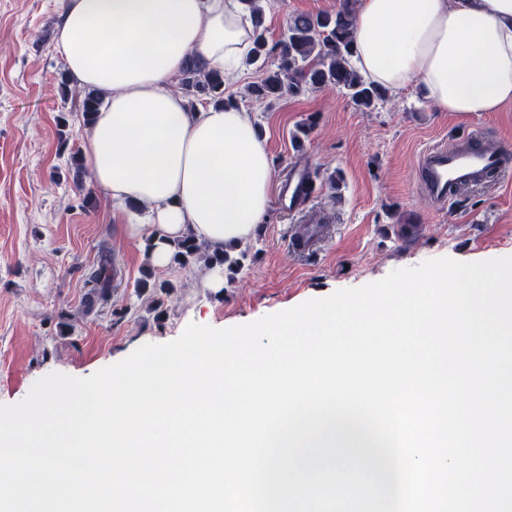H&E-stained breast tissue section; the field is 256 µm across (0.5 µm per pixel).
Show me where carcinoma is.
I'll return each mask as SVG.
<instances>
[{
  "mask_svg": "<svg viewBox=\"0 0 512 512\" xmlns=\"http://www.w3.org/2000/svg\"><path fill=\"white\" fill-rule=\"evenodd\" d=\"M251 11L255 23L253 60L271 57L266 76L249 86L248 94L259 100H274L285 93L297 92L300 84L312 88H337L342 90L354 105L370 109L387 99V92L366 80L352 65L354 55L353 14L357 0H344L343 6L335 13L296 14L289 18L287 31L282 39L268 46L264 31L261 30L262 6L260 0H242ZM182 92L196 100L216 104L234 105L224 100V73L210 68L197 55H191L180 80ZM103 104L102 96L96 91L86 93L81 103L83 125H90ZM206 266L228 265L232 270L241 266L240 259L231 258L227 252H211L193 237L186 236L175 242L172 263L190 267L199 262ZM152 274L137 285L141 295L152 289V295H168L173 286L168 281L149 282ZM112 263L101 261L95 275L98 297L105 301L112 293Z\"/></svg>",
  "mask_w": 512,
  "mask_h": 512,
  "instance_id": "1",
  "label": "carcinoma"
}]
</instances>
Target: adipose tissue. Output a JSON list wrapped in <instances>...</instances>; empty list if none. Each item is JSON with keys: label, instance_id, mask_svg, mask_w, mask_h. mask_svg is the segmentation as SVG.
Instances as JSON below:
<instances>
[{"label": "adipose tissue", "instance_id": "1", "mask_svg": "<svg viewBox=\"0 0 512 512\" xmlns=\"http://www.w3.org/2000/svg\"><path fill=\"white\" fill-rule=\"evenodd\" d=\"M242 0H67L55 51L106 105L81 135L85 166L129 238L172 265L193 235L230 250L265 223L273 167L249 113L190 110L176 85L187 58L237 79L253 48ZM353 63L397 94L422 86L440 112L512 105V0H358Z\"/></svg>", "mask_w": 512, "mask_h": 512}]
</instances>
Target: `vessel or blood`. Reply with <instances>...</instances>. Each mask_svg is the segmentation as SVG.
<instances>
[{
    "label": "vessel or blood",
    "mask_w": 512,
    "mask_h": 512,
    "mask_svg": "<svg viewBox=\"0 0 512 512\" xmlns=\"http://www.w3.org/2000/svg\"><path fill=\"white\" fill-rule=\"evenodd\" d=\"M506 173L503 152L491 146L479 128L462 140L425 149L415 170L420 190L440 206L464 192L495 186Z\"/></svg>",
    "instance_id": "obj_1"
}]
</instances>
